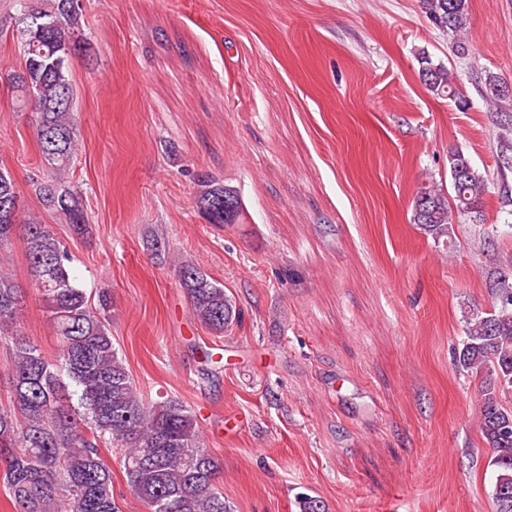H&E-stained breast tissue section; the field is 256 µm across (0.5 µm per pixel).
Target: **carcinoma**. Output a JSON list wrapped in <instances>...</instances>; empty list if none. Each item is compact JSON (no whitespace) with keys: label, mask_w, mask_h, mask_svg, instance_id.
Listing matches in <instances>:
<instances>
[{"label":"carcinoma","mask_w":512,"mask_h":512,"mask_svg":"<svg viewBox=\"0 0 512 512\" xmlns=\"http://www.w3.org/2000/svg\"><path fill=\"white\" fill-rule=\"evenodd\" d=\"M24 67L14 88L31 100L39 150L49 166L35 192L45 208L78 228L86 216L78 195L63 178L76 153L75 90L70 71L71 26L79 0H49L42 7L14 0ZM441 29L462 33L469 0H419ZM426 87L464 108L467 101L452 73L419 54ZM454 191L447 199L426 187L415 197L413 223L433 240L453 247L452 212L482 224L484 177L459 148L448 150ZM197 205L211 224H233L242 211L237 190L209 177L200 181ZM26 232L31 283L45 304L58 350L50 358L18 333L22 288L0 269V338L10 339L0 370V481L17 512H119L112 469L101 455L106 443L120 454L130 493L149 512H229L215 480L219 460L200 445L196 422L182 403L145 401L112 341L106 319L93 311L70 274L67 249L46 224L18 222V210L0 209V254L19 225ZM178 275L192 309L208 329L222 334L235 310L224 288L197 267L182 264ZM489 283L490 309L465 312L464 338L455 352L462 369L481 376L478 422L494 470L496 512H512V287ZM68 377L78 388V405L66 404Z\"/></svg>","instance_id":"obj_1"}]
</instances>
